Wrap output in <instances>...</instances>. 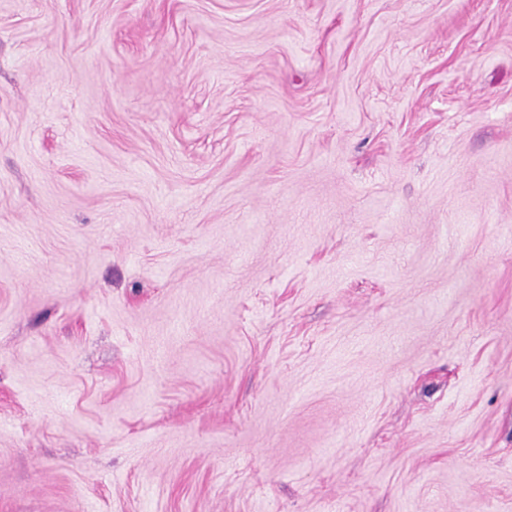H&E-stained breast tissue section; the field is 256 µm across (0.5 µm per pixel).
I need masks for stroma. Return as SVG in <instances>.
<instances>
[{
    "label": "stroma",
    "mask_w": 512,
    "mask_h": 512,
    "mask_svg": "<svg viewBox=\"0 0 512 512\" xmlns=\"http://www.w3.org/2000/svg\"><path fill=\"white\" fill-rule=\"evenodd\" d=\"M0 512H512V0H0Z\"/></svg>",
    "instance_id": "stroma-1"
}]
</instances>
